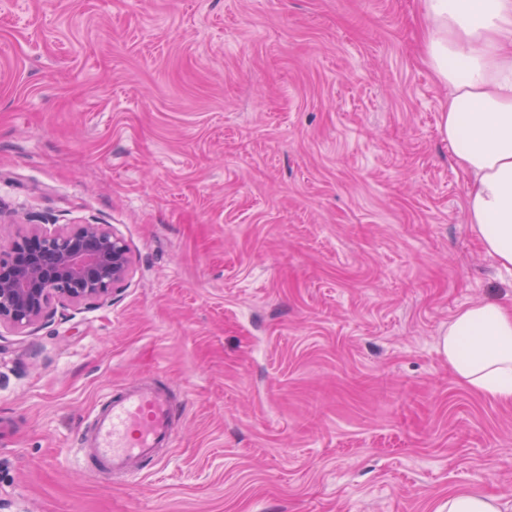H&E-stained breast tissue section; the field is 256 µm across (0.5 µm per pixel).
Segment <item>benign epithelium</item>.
Returning <instances> with one entry per match:
<instances>
[{
  "label": "benign epithelium",
  "instance_id": "obj_1",
  "mask_svg": "<svg viewBox=\"0 0 512 512\" xmlns=\"http://www.w3.org/2000/svg\"><path fill=\"white\" fill-rule=\"evenodd\" d=\"M129 249L108 224H35L0 245V328H31L52 303L102 304L127 281Z\"/></svg>",
  "mask_w": 512,
  "mask_h": 512
}]
</instances>
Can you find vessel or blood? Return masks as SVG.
I'll list each match as a JSON object with an SVG mask.
<instances>
[{
  "instance_id": "vessel-or-blood-1",
  "label": "vessel or blood",
  "mask_w": 512,
  "mask_h": 512,
  "mask_svg": "<svg viewBox=\"0 0 512 512\" xmlns=\"http://www.w3.org/2000/svg\"><path fill=\"white\" fill-rule=\"evenodd\" d=\"M174 408L157 386H134L107 396L84 438L96 471L111 477L135 475L158 460L173 438Z\"/></svg>"
}]
</instances>
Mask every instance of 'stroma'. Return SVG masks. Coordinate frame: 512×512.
<instances>
[{
  "label": "stroma",
  "instance_id": "35a3bbf8",
  "mask_svg": "<svg viewBox=\"0 0 512 512\" xmlns=\"http://www.w3.org/2000/svg\"><path fill=\"white\" fill-rule=\"evenodd\" d=\"M422 0H0V243L108 224L111 301L0 331V512H512V404L457 384L449 319L512 301L467 219ZM175 400L124 481L105 396ZM174 408L157 386L128 387L107 396L84 438L87 458L113 478L136 475L158 460L173 438ZM499 499L459 490L449 494L447 512H500Z\"/></svg>",
  "mask_w": 512,
  "mask_h": 512
}]
</instances>
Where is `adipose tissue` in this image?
Masks as SVG:
<instances>
[{
  "label": "adipose tissue",
  "instance_id": "1",
  "mask_svg": "<svg viewBox=\"0 0 512 512\" xmlns=\"http://www.w3.org/2000/svg\"><path fill=\"white\" fill-rule=\"evenodd\" d=\"M422 57L448 96L439 133L467 175L468 221L512 267V0H422ZM457 383L512 401V308H460L440 339Z\"/></svg>",
  "mask_w": 512,
  "mask_h": 512
}]
</instances>
